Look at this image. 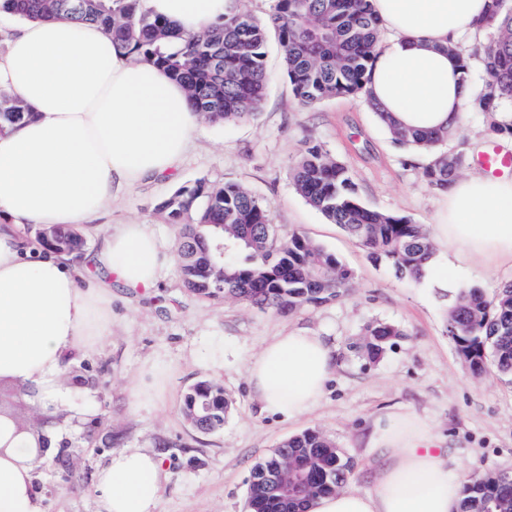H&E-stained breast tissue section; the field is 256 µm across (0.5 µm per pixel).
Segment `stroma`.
I'll use <instances>...</instances> for the list:
<instances>
[{"mask_svg": "<svg viewBox=\"0 0 512 512\" xmlns=\"http://www.w3.org/2000/svg\"><path fill=\"white\" fill-rule=\"evenodd\" d=\"M270 79L257 119L224 126L204 123L173 177L144 181L121 195L101 224H147L169 252L180 227L166 223L157 205L176 188L199 180L245 186L268 205L280 236L298 230L336 254L352 272L348 294L321 306L264 312L232 298L204 300L189 292L178 262H171L150 294L112 290V326L98 349L71 364L65 380L82 375L97 408L75 416L82 395L55 410L69 466L53 452L34 461V482L45 512H98L99 466L112 451L146 448L165 457L167 476L156 512H245L255 461L307 429L331 439L354 463L355 486H369L362 448L372 418L411 412L430 428L463 475L512 472V382L473 376L449 337L446 315L454 296L423 277H397L372 262L338 225L329 223L295 189L290 167L306 140H315L347 165L370 208L439 224L443 198L419 176L416 151L397 145L363 97L302 104L284 74L276 32H269ZM487 141V126L465 104L447 146L470 154ZM398 326L384 356L356 354L366 327ZM325 336L336 350V373L320 406L288 422L260 414L246 368L263 345L286 327ZM221 384L232 403L223 429L203 434L182 413L188 387ZM140 385L143 399L132 394Z\"/></svg>", "mask_w": 512, "mask_h": 512, "instance_id": "obj_1", "label": "stroma"}]
</instances>
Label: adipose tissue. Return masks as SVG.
<instances>
[{"instance_id":"1","label":"adipose tissue","mask_w":512,"mask_h":512,"mask_svg":"<svg viewBox=\"0 0 512 512\" xmlns=\"http://www.w3.org/2000/svg\"><path fill=\"white\" fill-rule=\"evenodd\" d=\"M492 0H371L389 32L367 89L396 123L426 130L454 126L470 87L451 44L475 33ZM226 0H142L144 11L182 33L218 21ZM29 108L0 134V379L25 387L47 407L67 400L61 377L89 355L112 323L116 277L151 290L167 263L145 224L107 226L97 272L77 284L74 256L27 244L30 224L82 229L113 197L144 180L166 178L199 126L182 85L161 67L120 49L96 23L16 18L0 48V89ZM436 233L448 247L436 281L457 287L475 261L512 266V179L480 173L443 191ZM336 372L333 347L309 330L271 337L250 363L248 384L267 416L293 421L315 410ZM0 418V512H44L34 488L37 437L18 444ZM369 490L319 495L307 512H460L462 480L428 426L409 413L376 416L364 439ZM166 477L160 453L124 448L97 475L100 512H155Z\"/></svg>"}]
</instances>
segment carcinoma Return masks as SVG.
I'll use <instances>...</instances> for the list:
<instances>
[{"instance_id":"carcinoma-1","label":"carcinoma","mask_w":512,"mask_h":512,"mask_svg":"<svg viewBox=\"0 0 512 512\" xmlns=\"http://www.w3.org/2000/svg\"><path fill=\"white\" fill-rule=\"evenodd\" d=\"M228 0L221 22L201 34L183 36L164 18L141 8V0H0V11L25 18L66 16L95 22L112 32L130 54L152 60L182 82L194 110L211 123L235 124L260 114L268 74L265 47L270 29L278 32L284 76L296 98L306 104L366 94V82L382 27L371 0H273L260 19ZM477 33L489 38L474 54L461 53L462 80H472V57L479 59L483 88L477 98L489 133L512 137V125L495 115L512 106V0H493ZM28 115L24 103L0 93V133ZM394 142L425 152L420 176L441 191L456 179L463 163L447 147L449 132H418L388 127ZM295 189L332 224L339 225L376 262L395 273L420 279L433 257L429 230L409 217L367 207L359 198L353 175L323 144L305 143L291 165ZM168 224L181 225L178 247L184 285L203 299L232 297L246 306L285 311L321 305L342 297L351 271L336 255L306 234L286 238L275 232L266 203L236 183L222 186L198 182L182 186L157 205ZM31 240L46 249L82 254L86 242L75 230L31 225ZM224 240V258L213 251ZM446 329L470 370L491 368L512 379V282L488 296L484 288L461 290L449 310ZM401 331L388 323L366 328L362 356L380 359ZM231 409L223 388L198 381L185 393L182 410L197 431L209 434L223 426ZM288 465L279 467L270 453L252 466V477L280 472L289 481L295 468L307 474L310 489L286 496L271 490L247 496L248 512H304L313 496L341 487L353 462L317 429H307L280 443ZM461 512H489L494 501L512 498V482L500 473H475L463 485Z\"/></svg>"}]
</instances>
